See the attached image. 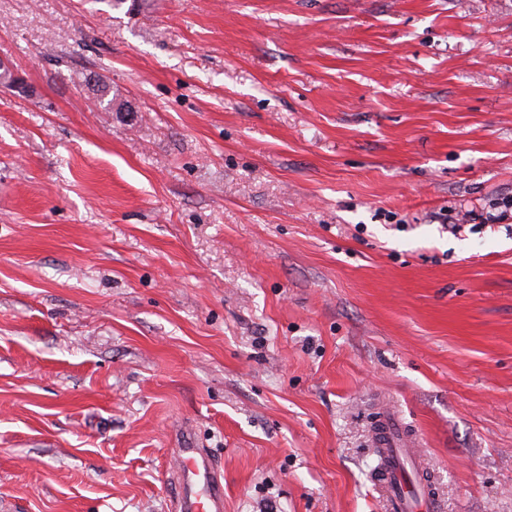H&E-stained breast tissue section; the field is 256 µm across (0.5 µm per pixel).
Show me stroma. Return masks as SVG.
<instances>
[{
  "label": "stroma",
  "instance_id": "1",
  "mask_svg": "<svg viewBox=\"0 0 512 512\" xmlns=\"http://www.w3.org/2000/svg\"><path fill=\"white\" fill-rule=\"evenodd\" d=\"M0 512H512V0H0ZM96 74L126 104L107 112ZM451 214L439 213L437 215L442 224L448 223V230L455 235L464 230V224H473L471 229L476 226H487L486 224H500L503 221L512 220V197L491 199L487 207L485 206L478 212L467 211L462 215L457 214L456 218ZM375 446L378 448L382 463L379 479L382 489V508L385 512H409L420 510L435 512L437 507L431 497L427 501L421 493L416 499L411 495L413 486L408 480V467L415 471L421 468L418 448L407 436L399 415L387 412L382 415L375 434ZM180 512H223L224 476L202 448H179Z\"/></svg>",
  "mask_w": 512,
  "mask_h": 512
}]
</instances>
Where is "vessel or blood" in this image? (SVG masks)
<instances>
[{"label":"vessel or blood","mask_w":512,"mask_h":512,"mask_svg":"<svg viewBox=\"0 0 512 512\" xmlns=\"http://www.w3.org/2000/svg\"><path fill=\"white\" fill-rule=\"evenodd\" d=\"M375 445L382 463L380 486L384 512H436L434 502L412 497L409 469H420L421 462L412 439L407 436L399 415H382ZM180 512H224V476L203 449H180Z\"/></svg>","instance_id":"obj_1"}]
</instances>
